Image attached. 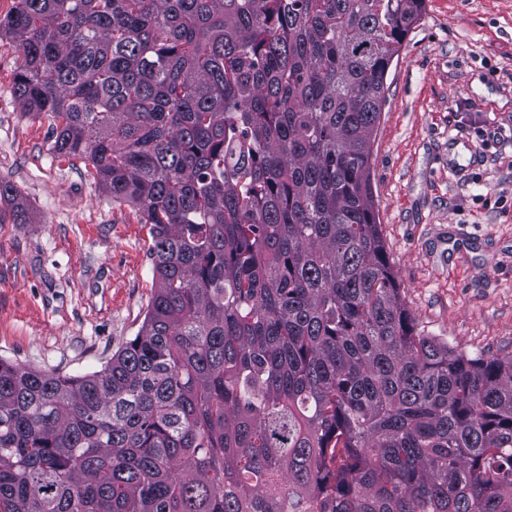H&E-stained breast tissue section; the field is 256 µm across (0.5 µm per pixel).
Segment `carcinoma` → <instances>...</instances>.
I'll list each match as a JSON object with an SVG mask.
<instances>
[{"instance_id": "1", "label": "carcinoma", "mask_w": 512, "mask_h": 512, "mask_svg": "<svg viewBox=\"0 0 512 512\" xmlns=\"http://www.w3.org/2000/svg\"><path fill=\"white\" fill-rule=\"evenodd\" d=\"M424 4L14 0V95L149 225L154 294L98 371L0 359V512H512V355L417 331L373 200Z\"/></svg>"}]
</instances>
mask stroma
<instances>
[{
  "label": "stroma",
  "instance_id": "obj_1",
  "mask_svg": "<svg viewBox=\"0 0 512 512\" xmlns=\"http://www.w3.org/2000/svg\"><path fill=\"white\" fill-rule=\"evenodd\" d=\"M0 45V359L82 376L138 332L153 295L150 235L84 159L51 151V119L14 97ZM468 139L478 165H448ZM373 198L417 328L469 356L512 353V0H425L387 76Z\"/></svg>",
  "mask_w": 512,
  "mask_h": 512
}]
</instances>
